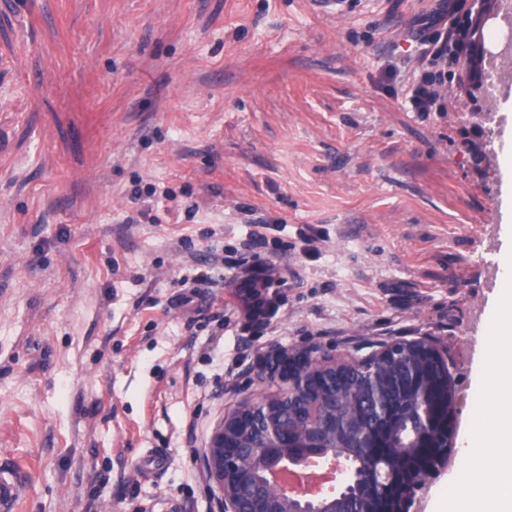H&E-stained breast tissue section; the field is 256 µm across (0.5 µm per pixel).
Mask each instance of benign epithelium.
Wrapping results in <instances>:
<instances>
[{
	"label": "benign epithelium",
	"mask_w": 512,
	"mask_h": 512,
	"mask_svg": "<svg viewBox=\"0 0 512 512\" xmlns=\"http://www.w3.org/2000/svg\"><path fill=\"white\" fill-rule=\"evenodd\" d=\"M496 17L495 0H467L461 36L472 44L480 42L482 30ZM402 349L428 356L442 369L447 365L445 355L426 340L387 345L374 357L387 360ZM259 359V378L264 380L276 374L278 391L239 401L215 428L201 459L209 480L221 493L223 512H336V504L341 501L384 489L387 477L377 475L365 482L360 476L372 444L371 434L354 430L355 448L350 447L348 441L336 448H322L305 426L275 419L287 400L304 407L305 418L317 417L320 410L315 394L339 382L345 372L359 367L360 361L338 362L334 357L303 352L285 362L280 349L261 351ZM419 413L427 418L423 410L417 413L394 404L383 410V419L403 417L411 424ZM420 439L421 434L409 428L399 444L401 455H412L420 447ZM458 448L457 418L453 414L441 448L436 450L424 471L410 477V489L396 512H418L436 476L457 458ZM314 457H341L347 462L345 479L327 497L310 498L302 492L290 496L271 479L274 472L301 466Z\"/></svg>",
	"instance_id": "7a95c632"
}]
</instances>
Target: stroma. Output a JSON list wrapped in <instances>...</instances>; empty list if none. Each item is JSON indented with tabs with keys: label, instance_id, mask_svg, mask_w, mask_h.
Returning a JSON list of instances; mask_svg holds the SVG:
<instances>
[{
	"label": "stroma",
	"instance_id": "1",
	"mask_svg": "<svg viewBox=\"0 0 512 512\" xmlns=\"http://www.w3.org/2000/svg\"><path fill=\"white\" fill-rule=\"evenodd\" d=\"M440 0H0V466L15 512H221L200 456L256 353L446 347L467 423L512 225V100L409 92ZM147 219H138L140 210ZM284 251L245 250L252 222ZM246 251L287 280L179 282ZM22 485L18 478L9 472L0 473V509L10 512L19 500Z\"/></svg>",
	"mask_w": 512,
	"mask_h": 512
}]
</instances>
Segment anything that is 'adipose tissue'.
<instances>
[{
  "label": "adipose tissue",
  "instance_id": "obj_1",
  "mask_svg": "<svg viewBox=\"0 0 512 512\" xmlns=\"http://www.w3.org/2000/svg\"><path fill=\"white\" fill-rule=\"evenodd\" d=\"M480 376L489 400L461 441L457 492L445 500L446 512H512V252L501 256Z\"/></svg>",
  "mask_w": 512,
  "mask_h": 512
}]
</instances>
